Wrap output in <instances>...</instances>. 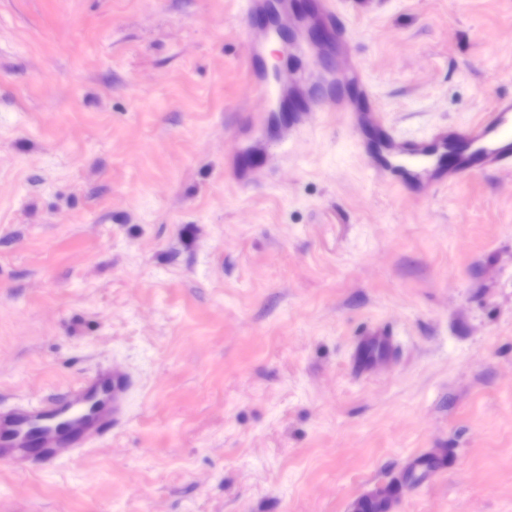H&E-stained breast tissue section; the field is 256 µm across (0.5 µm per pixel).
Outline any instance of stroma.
I'll return each mask as SVG.
<instances>
[{
  "label": "stroma",
  "mask_w": 512,
  "mask_h": 512,
  "mask_svg": "<svg viewBox=\"0 0 512 512\" xmlns=\"http://www.w3.org/2000/svg\"><path fill=\"white\" fill-rule=\"evenodd\" d=\"M397 130L512 98V0H340ZM239 0H0V408L128 421L0 512H512V170L414 197L248 93ZM390 348L364 375L358 335Z\"/></svg>",
  "instance_id": "1"
}]
</instances>
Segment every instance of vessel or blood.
Masks as SVG:
<instances>
[{
  "mask_svg": "<svg viewBox=\"0 0 512 512\" xmlns=\"http://www.w3.org/2000/svg\"><path fill=\"white\" fill-rule=\"evenodd\" d=\"M247 19L263 18L251 28L247 56L250 92L266 101L289 104L303 114L338 112L357 129L375 128L387 155L398 156L403 172L428 179L431 187L472 179L490 169H512V99H498L488 112L464 126L437 127L423 138H401L386 123L379 108L358 110L347 94L349 85L370 92L361 63L349 69L312 71L311 56L351 57L348 34L340 24L334 0H314L309 9L296 0H242ZM294 15L303 32L296 42L289 80L270 75L263 58V42L279 29V17ZM133 384L121 366L96 371L68 394L53 402H27L0 410V463L18 471L29 467L31 449L39 462L51 465L64 453H76L109 436L126 421Z\"/></svg>",
  "mask_w": 512,
  "mask_h": 512,
  "instance_id": "obj_1",
  "label": "vessel or blood"
}]
</instances>
